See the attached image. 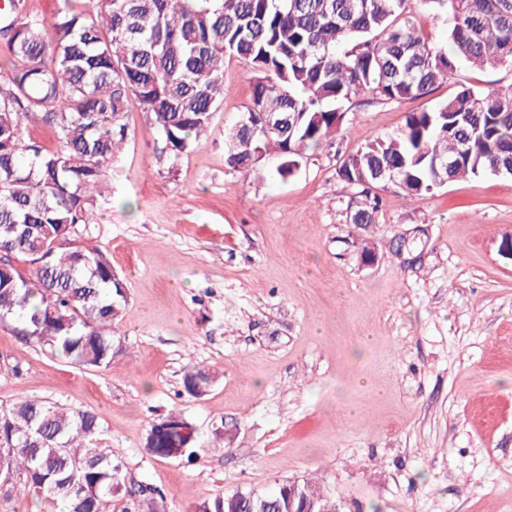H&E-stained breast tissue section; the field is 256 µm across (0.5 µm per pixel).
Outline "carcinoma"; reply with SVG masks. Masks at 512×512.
Listing matches in <instances>:
<instances>
[{
  "instance_id": "obj_1",
  "label": "carcinoma",
  "mask_w": 512,
  "mask_h": 512,
  "mask_svg": "<svg viewBox=\"0 0 512 512\" xmlns=\"http://www.w3.org/2000/svg\"><path fill=\"white\" fill-rule=\"evenodd\" d=\"M412 0H84L50 19L27 0H0V38L21 66L0 69V322L51 356L85 368L112 365L125 283L98 248L75 238L95 223L114 149L127 138V103L149 112L177 157L198 146L221 106L224 58L247 61L249 103L224 140L229 168L285 180L340 130L351 98H422L463 63L512 68V0H419L448 15L445 45L416 29ZM270 137L255 133L269 116ZM40 121L58 146L28 134ZM448 168H443L442 163ZM370 187L393 181L423 200L467 176L512 175V91L461 87L365 144L338 170ZM35 267V280L16 262ZM210 371L185 372L183 390L207 392ZM198 436L179 413L154 424L144 448L176 460ZM0 483L23 482L51 508L102 512L121 490V465L87 410L20 397L0 405ZM123 512H160L155 490L130 493ZM320 512L327 499L305 481L272 494L237 491L195 512Z\"/></svg>"
}]
</instances>
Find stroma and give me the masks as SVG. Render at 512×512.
<instances>
[{"label": "stroma", "instance_id": "35a3bbf8", "mask_svg": "<svg viewBox=\"0 0 512 512\" xmlns=\"http://www.w3.org/2000/svg\"><path fill=\"white\" fill-rule=\"evenodd\" d=\"M251 77L225 58L222 108L177 157L129 100L111 189L76 241L126 284L112 364L52 359L0 323V403L93 412L125 476L111 512L141 484L166 512H192L289 481L317 483L341 512H512V176L423 200L381 183L373 223L358 226L359 189L337 174L461 86L512 89V69L464 66L424 98L353 97L343 130L285 180L225 162ZM195 365L217 376L201 398L182 388ZM173 411L199 443L152 457L145 438Z\"/></svg>", "mask_w": 512, "mask_h": 512}]
</instances>
